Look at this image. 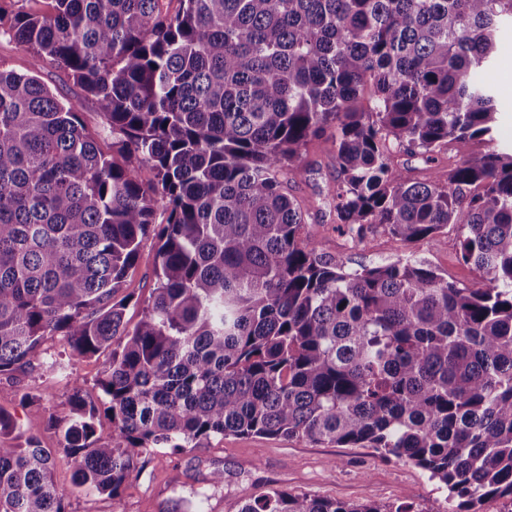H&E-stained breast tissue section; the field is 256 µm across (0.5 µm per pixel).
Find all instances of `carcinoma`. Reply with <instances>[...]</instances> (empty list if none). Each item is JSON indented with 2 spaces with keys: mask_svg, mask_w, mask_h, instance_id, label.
Returning a JSON list of instances; mask_svg holds the SVG:
<instances>
[{
  "mask_svg": "<svg viewBox=\"0 0 512 512\" xmlns=\"http://www.w3.org/2000/svg\"><path fill=\"white\" fill-rule=\"evenodd\" d=\"M41 2L0 0V29L97 104L119 157L37 76L0 69V375L57 333L109 352L102 406L76 386L60 423L76 485L117 498L157 449L233 434L374 448L451 512L512 501V144L470 150L493 141L512 0ZM319 140L336 230L435 242L453 224L483 284L319 252L284 179ZM151 235L129 330L117 293ZM50 460L0 410V512H68ZM237 512L419 510L273 488ZM156 250L157 242L152 236L143 241L137 263L130 270L118 294V298L123 296L132 298L125 315L129 329H132L141 319L143 309L150 300L155 284Z\"/></svg>",
  "mask_w": 512,
  "mask_h": 512,
  "instance_id": "1",
  "label": "carcinoma"
}]
</instances>
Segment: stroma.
I'll return each mask as SVG.
<instances>
[{"label":"stroma","instance_id":"obj_1","mask_svg":"<svg viewBox=\"0 0 512 512\" xmlns=\"http://www.w3.org/2000/svg\"><path fill=\"white\" fill-rule=\"evenodd\" d=\"M0 68L19 74L37 73L52 90L60 92L82 114L85 126L97 133L103 150L112 140L105 134V120L95 103L67 77L63 69L46 63L33 69L30 53L9 36L0 33ZM497 100L498 142L512 141V34L497 46L494 71ZM305 172L292 187L300 199L313 201L314 209L302 228L304 237L314 241L320 252L352 270L376 266L407 256H417L438 273L471 287L480 280L479 272L458 259L459 230L448 226L437 243H407L379 232L365 245L355 246L335 229V216L320 204L319 194L336 178V167L329 144L312 146L305 159ZM157 242L143 241L136 265L120 290L130 297L125 320L135 326L150 300L155 284ZM44 359L62 360L67 371L49 374L32 365L0 375V408L13 414L42 447L53 449L52 477L69 503L70 512H236L237 502L272 488H287L328 499L353 503L414 505L418 512H449L446 491L428 473L412 464L383 457L372 448H345L331 444L313 445L299 439L259 436H213L198 447L173 453L160 449L143 469L133 472L122 494L110 498L85 494L73 481L76 463L61 448L57 423L70 415L69 397L74 386H81L87 400H97V385L105 368V355L81 356L74 353L65 336L46 337L40 350ZM33 393L42 398L40 408L27 406L22 396ZM222 471L224 483L213 487L210 478Z\"/></svg>","mask_w":512,"mask_h":512}]
</instances>
